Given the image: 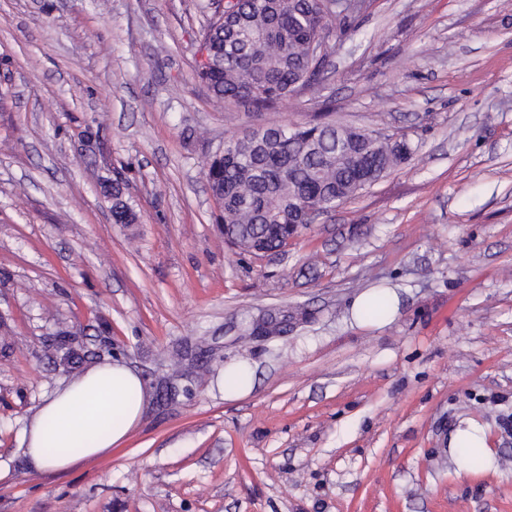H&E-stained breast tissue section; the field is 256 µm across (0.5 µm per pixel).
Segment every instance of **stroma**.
Here are the masks:
<instances>
[{
  "label": "stroma",
  "instance_id": "35a3bbf8",
  "mask_svg": "<svg viewBox=\"0 0 512 512\" xmlns=\"http://www.w3.org/2000/svg\"><path fill=\"white\" fill-rule=\"evenodd\" d=\"M222 7L0 0V512H512V0L338 7L317 84L261 112L197 77ZM308 122L412 153L285 248L240 253L206 162ZM109 183L137 223H114ZM380 287L398 317L358 326ZM108 358L149 389L139 426L30 470L25 424ZM240 361L255 387L225 399ZM469 419L494 451L473 475L448 448ZM388 289L372 288L358 295L352 302L353 320L363 326H381L397 311L398 298Z\"/></svg>",
  "mask_w": 512,
  "mask_h": 512
}]
</instances>
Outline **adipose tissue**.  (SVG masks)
<instances>
[{"instance_id":"obj_1","label":"adipose tissue","mask_w":512,"mask_h":512,"mask_svg":"<svg viewBox=\"0 0 512 512\" xmlns=\"http://www.w3.org/2000/svg\"><path fill=\"white\" fill-rule=\"evenodd\" d=\"M395 293L372 288L352 302L353 320L363 326L385 324L396 312ZM148 392L138 373L122 360H105L58 387L22 431L25 458L36 471L64 470L76 460L98 457L120 446L138 426ZM463 449L462 466L475 473L492 464L486 431L467 421L449 440Z\"/></svg>"}]
</instances>
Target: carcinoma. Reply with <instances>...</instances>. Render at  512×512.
I'll list each match as a JSON object with an SVG mask.
<instances>
[{
	"instance_id": "obj_1",
	"label": "carcinoma",
	"mask_w": 512,
	"mask_h": 512,
	"mask_svg": "<svg viewBox=\"0 0 512 512\" xmlns=\"http://www.w3.org/2000/svg\"><path fill=\"white\" fill-rule=\"evenodd\" d=\"M318 0H235L204 29L209 63L198 78L218 104L269 108L318 80L309 56L324 25ZM389 135L330 124L269 125L224 142L206 178L222 209L225 240L244 253L279 251L305 224L304 205L343 203L408 159ZM114 223L137 216L112 187Z\"/></svg>"
}]
</instances>
